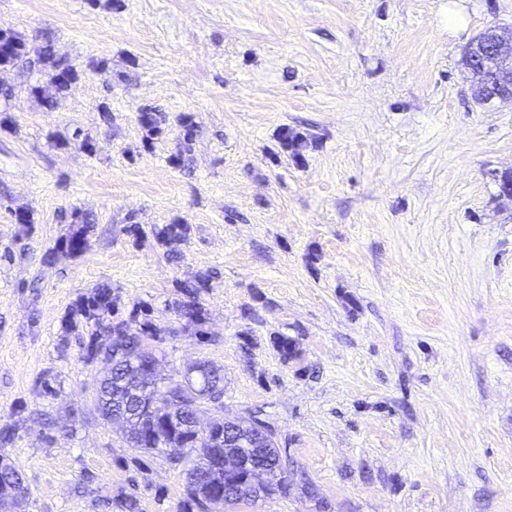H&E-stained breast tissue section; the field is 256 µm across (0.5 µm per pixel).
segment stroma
I'll return each instance as SVG.
<instances>
[{"mask_svg":"<svg viewBox=\"0 0 512 512\" xmlns=\"http://www.w3.org/2000/svg\"><path fill=\"white\" fill-rule=\"evenodd\" d=\"M492 25L512 0H0V32L75 75L50 103L52 65L0 67L23 512H180L181 465L96 408L121 320L159 376L222 371L201 428L272 433L287 494L228 512H512V105L477 103L461 63ZM102 291L107 317L76 316Z\"/></svg>","mask_w":512,"mask_h":512,"instance_id":"obj_1","label":"stroma"}]
</instances>
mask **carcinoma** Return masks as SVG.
<instances>
[{
	"mask_svg": "<svg viewBox=\"0 0 512 512\" xmlns=\"http://www.w3.org/2000/svg\"><path fill=\"white\" fill-rule=\"evenodd\" d=\"M0 44L11 47V53L4 62L14 63L27 54L24 40L6 34L0 36ZM56 73L52 81L59 93L67 88L73 72L69 66L55 63ZM114 335L121 337V349L104 351L109 363L106 374L96 388L97 405L103 418L116 425L126 442L132 448H139L148 454L165 453L171 457L183 458L184 450L196 453L191 468L186 473V499L182 501L181 512L190 508H203L209 499L224 493V488L243 486L242 478L256 476L244 470L224 473L219 463L224 454L239 456L252 453L250 448H232L224 437L227 423L221 418L211 421L209 431L199 434L195 428L197 413L207 401H213L224 394V377L219 370L207 363L193 368L197 380L184 383L166 384L160 380L146 379L147 366L154 361L143 348L145 329H132L121 321L112 326ZM179 392V399L166 398V390ZM232 435L252 444L262 440L265 448L259 463L268 467L266 476L259 483L269 487L288 480L284 470L280 449L275 441L260 435L256 427H235ZM0 497L20 502L26 498V491L20 472L13 466H0Z\"/></svg>",
	"mask_w": 512,
	"mask_h": 512,
	"instance_id": "1",
	"label": "carcinoma"
}]
</instances>
